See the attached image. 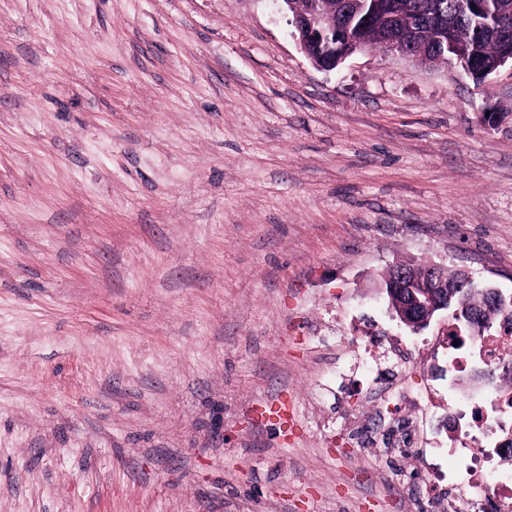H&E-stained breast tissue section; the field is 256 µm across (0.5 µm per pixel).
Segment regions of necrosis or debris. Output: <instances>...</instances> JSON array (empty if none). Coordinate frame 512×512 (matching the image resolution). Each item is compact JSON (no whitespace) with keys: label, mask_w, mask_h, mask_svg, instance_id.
I'll return each mask as SVG.
<instances>
[{"label":"necrosis or debris","mask_w":512,"mask_h":512,"mask_svg":"<svg viewBox=\"0 0 512 512\" xmlns=\"http://www.w3.org/2000/svg\"><path fill=\"white\" fill-rule=\"evenodd\" d=\"M512 359V320L501 319L482 337L476 348L449 347L450 386L467 376L474 363L494 369ZM512 410V389L494 380L489 394L477 403L448 407V438L463 442L461 463L447 476L434 477L427 484L431 512H512V453L488 448L487 442L499 429L503 415ZM482 498H471L472 489Z\"/></svg>","instance_id":"necrosis-or-debris-1"}]
</instances>
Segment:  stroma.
Here are the masks:
<instances>
[{
	"label": "stroma",
	"mask_w": 512,
	"mask_h": 512,
	"mask_svg": "<svg viewBox=\"0 0 512 512\" xmlns=\"http://www.w3.org/2000/svg\"><path fill=\"white\" fill-rule=\"evenodd\" d=\"M277 0H0V512H428L448 344L390 264L512 295V69H317ZM423 363L376 403L366 335ZM288 394L296 427L256 425ZM413 261L427 271L428 276L425 279H419L410 270L394 264L388 267L392 270L388 289L391 295L399 299L397 309L388 303L392 320L415 334L428 328L435 320L447 321L448 328V321L455 315L448 312V307L451 306V296L448 297V294L455 291L458 296L461 293L455 269L433 262ZM442 268H448V291L444 290L439 278ZM459 273V282L463 288L471 289L473 291H478V289H483L485 296L489 303L491 304H507V298L503 295V293L498 289L485 282L484 280L477 279L474 275L468 270H458Z\"/></svg>",
	"instance_id": "stroma-1"
}]
</instances>
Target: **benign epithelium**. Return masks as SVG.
Wrapping results in <instances>:
<instances>
[{
    "instance_id": "benign-epithelium-1",
    "label": "benign epithelium",
    "mask_w": 512,
    "mask_h": 512,
    "mask_svg": "<svg viewBox=\"0 0 512 512\" xmlns=\"http://www.w3.org/2000/svg\"><path fill=\"white\" fill-rule=\"evenodd\" d=\"M278 2L291 10V36L300 50L313 65L326 72L336 70L347 58L363 50V25L373 14L376 5L375 0H348L343 9L336 13L323 0H313L305 10L294 9L292 0ZM481 10L499 15L494 34L504 45L497 65L482 71V76L486 78L505 65L512 66V24L509 23L508 4L503 0H484ZM423 29L424 26L416 24L402 33L392 32L387 39L386 52L414 59L413 50L426 46L421 39ZM438 43L448 53L449 65L468 76L472 75L468 66L469 49L448 36V30L444 27L440 28ZM415 264L427 271L426 278L419 279L411 271L391 265L392 276L388 287L381 288V291L388 290L398 298L397 307L389 308L391 318L416 334L435 320H450L453 314L448 312L451 298L439 278L443 265L419 260ZM459 282L464 288L483 290L491 304H512V297L506 298L499 289L474 277L467 270L459 271Z\"/></svg>"
}]
</instances>
